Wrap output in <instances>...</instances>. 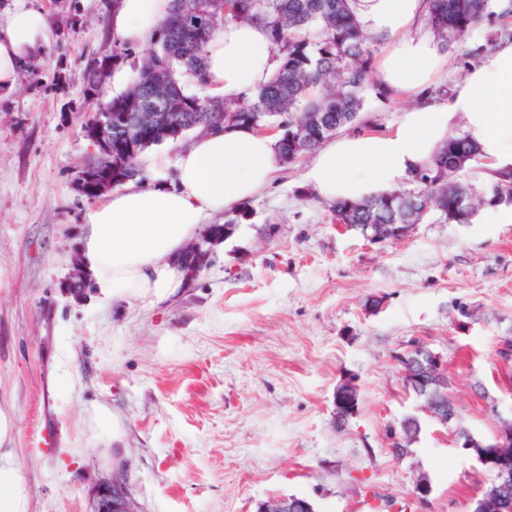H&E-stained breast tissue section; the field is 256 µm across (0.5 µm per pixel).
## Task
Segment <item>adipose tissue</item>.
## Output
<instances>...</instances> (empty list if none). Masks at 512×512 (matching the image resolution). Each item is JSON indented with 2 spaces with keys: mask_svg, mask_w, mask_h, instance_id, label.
Segmentation results:
<instances>
[{
  "mask_svg": "<svg viewBox=\"0 0 512 512\" xmlns=\"http://www.w3.org/2000/svg\"><path fill=\"white\" fill-rule=\"evenodd\" d=\"M170 0H121L112 18L120 42L148 40ZM360 27L378 37L383 84L400 92L432 85L445 59L434 33L418 22L425 0H351ZM47 15L19 5L0 23V94L14 92L21 70L40 57ZM206 90L233 100L257 93L273 79L277 63L266 29L227 21L206 48ZM465 120L492 171L512 172V42H501L445 98L408 107L388 133H344L321 146L303 179L328 201H357L392 191L448 140L452 116ZM276 135L249 127L199 132L176 159V184L129 181L87 216V233L71 261L92 279L100 301L162 299L196 271L184 252L211 215L254 198L277 168ZM25 478L13 452L0 448V512H26Z\"/></svg>",
  "mask_w": 512,
  "mask_h": 512,
  "instance_id": "adipose-tissue-1",
  "label": "adipose tissue"
}]
</instances>
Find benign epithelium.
Instances as JSON below:
<instances>
[{"instance_id": "obj_1", "label": "benign epithelium", "mask_w": 512, "mask_h": 512, "mask_svg": "<svg viewBox=\"0 0 512 512\" xmlns=\"http://www.w3.org/2000/svg\"><path fill=\"white\" fill-rule=\"evenodd\" d=\"M164 121L169 128L164 131L153 130L152 120H129L125 132L115 141L99 136L93 139L99 152H116L124 157L135 143L146 142L159 136L180 137L185 131H194L195 125H186L180 119L166 112ZM380 232L369 236L373 244L395 241L410 236L416 228L414 224H380ZM428 370L421 376L406 372L407 379L421 383L431 390L432 399L424 406V411L435 422L452 431L460 447L467 450L484 467L493 470L491 482L482 488L475 499V512H512V417L499 415L497 405L491 410L499 417L500 429L490 438L479 437L467 427L464 419L455 409L443 400L440 392L448 387V366L435 354H429ZM354 383L343 381L334 396L335 413H349L352 403ZM91 512H143L139 503L129 491L123 472L117 471L108 481L97 480L92 485ZM257 512H314V507L305 498H287L262 500L257 503Z\"/></svg>"}]
</instances>
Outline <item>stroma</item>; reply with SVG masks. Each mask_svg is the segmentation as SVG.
Wrapping results in <instances>:
<instances>
[{
  "instance_id": "1",
  "label": "stroma",
  "mask_w": 512,
  "mask_h": 512,
  "mask_svg": "<svg viewBox=\"0 0 512 512\" xmlns=\"http://www.w3.org/2000/svg\"><path fill=\"white\" fill-rule=\"evenodd\" d=\"M49 19L38 70L0 100V409L28 512H88L92 479L124 470L143 512H256L272 495L315 512H471L491 473L430 418L413 455L388 453L419 415L399 355H440L466 425L512 415L498 348L512 336V223L427 220L369 244L305 186L310 155L206 219L188 245L207 264L165 300L99 302L67 256L92 200L75 181L92 59L111 57L119 0H28ZM359 387L344 427L342 379ZM497 413H490V404ZM432 479L413 498L417 470Z\"/></svg>"
}]
</instances>
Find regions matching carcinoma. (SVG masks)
I'll return each mask as SVG.
<instances>
[{
    "mask_svg": "<svg viewBox=\"0 0 512 512\" xmlns=\"http://www.w3.org/2000/svg\"><path fill=\"white\" fill-rule=\"evenodd\" d=\"M512 15V0H427V20L441 49L464 38L472 29H488L486 45L512 38L495 28L496 18ZM262 24L275 49L278 69L273 80L251 100L228 101L187 92L190 80L205 86V52L214 30L226 20ZM152 50L129 87L113 97L112 126H101L95 103L87 135L117 137L124 116L170 112L193 121L206 116L221 127L224 117L237 123L271 129L285 115L308 129L296 137L281 129L276 141L279 157L293 161L315 150L335 132L369 128L366 92L386 98L390 90L374 75L372 37L356 21L349 0H172L156 28ZM107 70L91 66L86 94L96 98ZM479 160L477 146L465 136H453L439 156L424 161L413 173L411 188L384 196L332 204L336 221L362 232L364 224H421L434 217L450 224H469L483 209L512 201V174L501 172L488 188L459 179L457 173ZM98 172L119 186L141 174L137 158L101 154ZM410 432L390 443L397 459L417 442L419 418L407 417Z\"/></svg>",
    "mask_w": 512,
    "mask_h": 512,
    "instance_id": "1",
    "label": "carcinoma"
}]
</instances>
